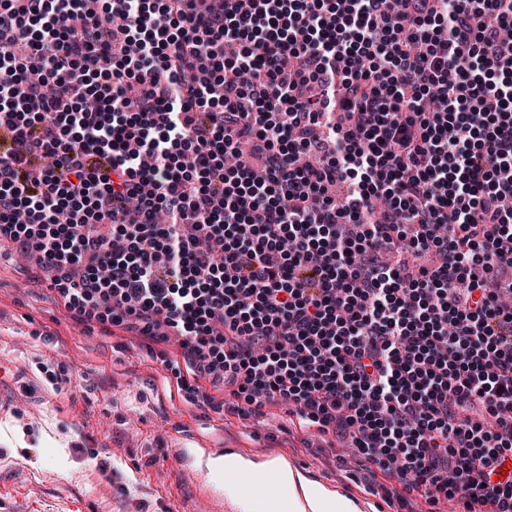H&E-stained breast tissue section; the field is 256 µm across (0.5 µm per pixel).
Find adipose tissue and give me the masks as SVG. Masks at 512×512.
<instances>
[{
    "instance_id": "adipose-tissue-1",
    "label": "adipose tissue",
    "mask_w": 512,
    "mask_h": 512,
    "mask_svg": "<svg viewBox=\"0 0 512 512\" xmlns=\"http://www.w3.org/2000/svg\"><path fill=\"white\" fill-rule=\"evenodd\" d=\"M209 470L224 477V493L237 502L241 512H358L350 498L328 490L279 459L254 464L231 453L210 459ZM267 472L275 475L282 495L260 498L238 481L247 473Z\"/></svg>"
}]
</instances>
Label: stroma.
Instances as JSON below:
<instances>
[{
  "label": "stroma",
  "instance_id": "obj_1",
  "mask_svg": "<svg viewBox=\"0 0 512 512\" xmlns=\"http://www.w3.org/2000/svg\"><path fill=\"white\" fill-rule=\"evenodd\" d=\"M0 260V512H239L223 479L193 466L192 455L284 457L317 482L393 512L385 489L398 478L365 472L346 442L327 448L309 433L286 447L284 412L241 421L204 410L169 390L154 349L127 334L73 319L37 261ZM68 367L72 384L51 377ZM115 457L100 468L106 449Z\"/></svg>",
  "mask_w": 512,
  "mask_h": 512
}]
</instances>
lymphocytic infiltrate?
Instances as JSON below:
<instances>
[{
  "label": "lymphocytic infiltrate",
  "mask_w": 512,
  "mask_h": 512,
  "mask_svg": "<svg viewBox=\"0 0 512 512\" xmlns=\"http://www.w3.org/2000/svg\"><path fill=\"white\" fill-rule=\"evenodd\" d=\"M512 0H0V240L406 496L512 512ZM314 156L304 166L303 156Z\"/></svg>",
  "instance_id": "f902f5d3"
}]
</instances>
